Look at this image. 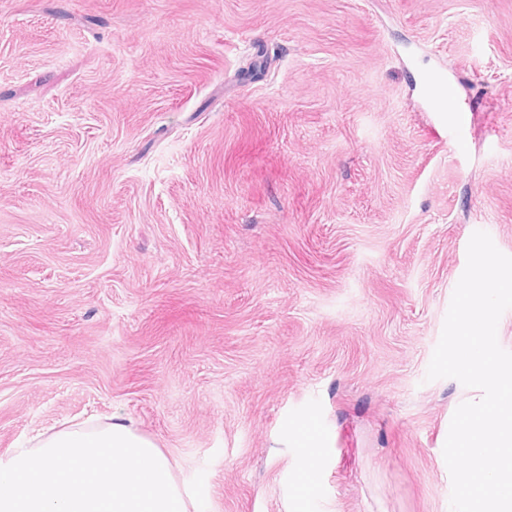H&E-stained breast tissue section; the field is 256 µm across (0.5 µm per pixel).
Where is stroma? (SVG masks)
<instances>
[{
    "instance_id": "35a3bbf8",
    "label": "stroma",
    "mask_w": 512,
    "mask_h": 512,
    "mask_svg": "<svg viewBox=\"0 0 512 512\" xmlns=\"http://www.w3.org/2000/svg\"><path fill=\"white\" fill-rule=\"evenodd\" d=\"M478 230L512 256V0H0V457L118 414L207 512H450Z\"/></svg>"
}]
</instances>
